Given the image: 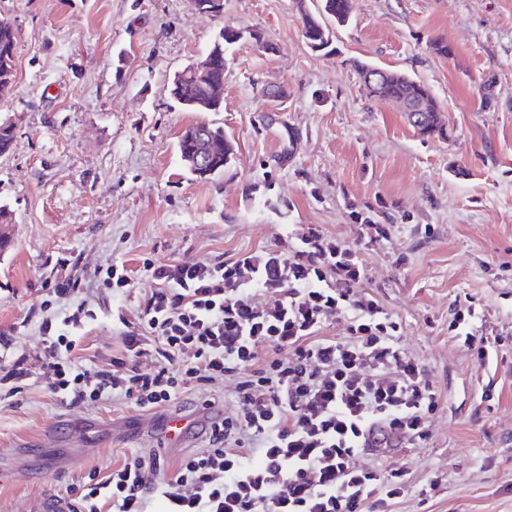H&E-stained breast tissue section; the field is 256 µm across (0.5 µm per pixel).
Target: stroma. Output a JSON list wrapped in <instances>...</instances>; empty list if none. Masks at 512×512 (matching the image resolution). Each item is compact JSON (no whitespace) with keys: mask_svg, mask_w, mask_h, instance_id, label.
<instances>
[{"mask_svg":"<svg viewBox=\"0 0 512 512\" xmlns=\"http://www.w3.org/2000/svg\"><path fill=\"white\" fill-rule=\"evenodd\" d=\"M351 5L326 55L301 32L315 0H224L218 14L188 0H0L17 36L14 83L0 94V121L15 132L0 156V205L12 213L0 254V361L22 353L32 370L17 402L0 405V512L70 501L84 476L131 455L158 453L177 468L209 432L173 448L165 418L233 410L223 391L203 389L156 413L109 401L57 406L30 316L58 259L85 269L80 297L98 319L82 356L101 366L122 352L113 314L133 315L154 286L149 264L285 252L311 227L357 246L369 221L390 225L391 237L360 248L362 289L399 317L404 347L442 393L427 442L393 454L412 472L393 510L512 512V349L483 371L448 334L453 306L470 303L512 336V0ZM227 24L260 30L271 48L246 39L227 52L224 107L206 118L235 155L223 176L200 180L176 150L197 115L173 107L167 84ZM439 40L452 55L433 51ZM356 60L427 85L443 135L418 134L395 105L366 96ZM279 85L288 100L272 112L262 93ZM111 265L124 267L128 286L97 287L94 270Z\"/></svg>","mask_w":512,"mask_h":512,"instance_id":"1","label":"stroma"}]
</instances>
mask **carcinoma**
<instances>
[{"mask_svg":"<svg viewBox=\"0 0 512 512\" xmlns=\"http://www.w3.org/2000/svg\"><path fill=\"white\" fill-rule=\"evenodd\" d=\"M350 21L349 0H321L320 10H302V36L309 48L329 49L335 32L333 25L344 26ZM240 42L238 34L226 28L214 38L204 55L206 67L198 70L193 62L174 74L169 94L184 112H219L224 98L213 95L212 85L224 83V53ZM17 37L10 23L0 20V93L13 84L14 56ZM374 99L395 105L409 97H416L427 105L436 102L432 91L423 83L394 70L386 71L381 84L365 89ZM181 160L191 175L210 178L224 173L234 155V145L224 135V128L212 122L198 120L183 133L178 142ZM260 272L267 285L288 287V264L278 265L270 258L248 257L239 260L237 279L243 280Z\"/></svg>","mask_w":512,"mask_h":512,"instance_id":"carcinoma-1","label":"carcinoma"}]
</instances>
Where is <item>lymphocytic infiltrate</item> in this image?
Wrapping results in <instances>:
<instances>
[{
  "label": "lymphocytic infiltrate",
  "mask_w": 512,
  "mask_h": 512,
  "mask_svg": "<svg viewBox=\"0 0 512 512\" xmlns=\"http://www.w3.org/2000/svg\"><path fill=\"white\" fill-rule=\"evenodd\" d=\"M134 317L116 313L122 356L109 367L77 357L95 310L80 302L81 278L47 283L39 321L46 389L62 408L121 401L167 407L183 391L234 377L235 410L215 420L209 444L166 474L155 454L134 456L75 487L78 512H392L411 487L390 463L402 444L429 437L440 393L401 342V321L363 293L355 248L311 229L288 254V285L224 284L223 263L160 265ZM346 334L324 335L333 317ZM457 305L448 332L475 365L497 363L502 336Z\"/></svg>",
  "instance_id": "lymphocytic-infiltrate-1"
}]
</instances>
